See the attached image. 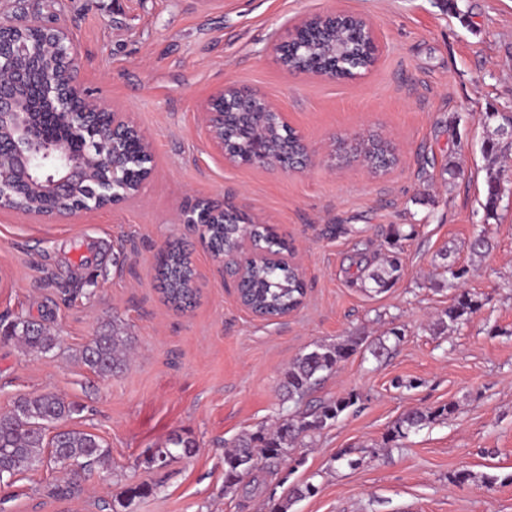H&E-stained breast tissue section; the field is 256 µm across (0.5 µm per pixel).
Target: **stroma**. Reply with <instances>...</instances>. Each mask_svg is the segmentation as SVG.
<instances>
[{
	"label": "stroma",
	"mask_w": 512,
	"mask_h": 512,
	"mask_svg": "<svg viewBox=\"0 0 512 512\" xmlns=\"http://www.w3.org/2000/svg\"><path fill=\"white\" fill-rule=\"evenodd\" d=\"M336 11L375 29L373 67L348 80L283 69L273 44ZM28 17L66 28L84 87L142 130L154 172L136 197L64 223L0 212V325L30 315L58 338L47 355L0 339V412L23 394L61 396L79 407L67 427L98 435L111 454L104 467L18 474L0 488V512H273L283 501L288 512H512V145L484 151L495 135L486 114H512V0H30ZM228 85L286 113L306 168H251L212 152L200 105ZM371 135L397 158L386 171L345 157ZM497 171L505 192L490 215L486 182ZM195 201L236 207L288 239L305 283L300 308L263 319L240 305L230 272L177 221ZM481 232L493 247L480 256L469 245ZM174 242L196 270L197 295L182 310L157 279ZM391 253L395 285L362 287L359 257L378 264ZM462 293L478 308L441 324ZM113 321L133 346L123 373L101 377L79 352ZM393 331L389 358L358 348L309 396L354 393L356 405L225 492L227 444L285 415L279 387L296 357ZM449 403L454 413L438 416ZM416 409L437 418L392 440ZM176 432L194 453L148 466L149 449ZM341 449L359 466L335 463ZM463 470L472 481H457ZM307 482L316 494L290 499ZM135 485L149 494L127 499Z\"/></svg>",
	"instance_id": "obj_1"
}]
</instances>
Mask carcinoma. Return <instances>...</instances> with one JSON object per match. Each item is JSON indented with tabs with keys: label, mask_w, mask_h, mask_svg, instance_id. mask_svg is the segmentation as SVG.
<instances>
[{
	"label": "carcinoma",
	"mask_w": 512,
	"mask_h": 512,
	"mask_svg": "<svg viewBox=\"0 0 512 512\" xmlns=\"http://www.w3.org/2000/svg\"><path fill=\"white\" fill-rule=\"evenodd\" d=\"M306 55H322L326 49L324 34L312 30L305 32ZM344 51L336 54V78L349 76L366 70L374 61L371 43L355 40L343 33ZM36 126L46 135L65 141L67 148L82 154L88 150L87 139L75 137L66 126L59 125L49 113L35 117ZM263 116L258 112L228 113L224 123V139L232 145L238 158L249 155L250 141L243 135L247 128L258 125ZM270 141L279 150H295L298 137L289 126L283 125L272 132ZM365 160L375 169H387L396 162L388 144L380 139H367L363 150ZM112 178V173L102 167L93 169L76 187L74 198L82 208L96 203L98 183ZM38 183L27 187L28 196L19 200L18 210L36 215L43 210L46 196ZM505 191L500 175H491L487 180L485 209L491 213ZM240 228L232 223L219 221L208 227V239L212 249L221 253L237 247ZM253 251L278 253L287 249V242L274 236L267 225L253 224L249 227ZM242 268L247 277V304L263 310L269 317H279L299 307L305 294L304 281L296 269L285 263L262 265L254 260L247 261ZM398 272L394 261L388 265L370 269L360 278L361 284L372 283L383 290L393 285ZM158 276L164 301L176 309L189 306L193 299L194 270L185 251L176 244L164 249L158 264ZM479 307V301L468 294H461L455 303L445 311L452 322L461 320ZM17 337L29 349L47 354L57 344L44 323L19 317L3 330V338ZM365 338L356 336L332 344H319L309 352L299 355L288 368L282 382L284 399L295 404V410L283 415L274 429L262 428L237 438L233 450L224 456V491L235 489L244 477L253 473L259 462L281 460L288 456L291 445L302 438H312L330 427L341 413L353 406L357 396L350 394L309 405H300L324 376L332 373L338 364L354 352ZM132 337L123 335L117 323L108 325L101 333L86 344L79 354L81 363L99 376L115 375L126 367L124 351L131 345ZM454 410L453 404L443 406L438 414L412 410L401 417L392 428L391 438H404L410 432L423 427L437 418ZM77 406L51 393H29L14 399L10 411L0 415V486L10 485L19 473L37 470L44 465L73 463L80 466L105 465L110 451L96 434L80 429H64L47 437V432L56 428L74 413ZM181 450L184 456L194 453L196 443L176 435L169 439V446L155 449L149 463L164 465L174 457L173 449Z\"/></svg>",
	"instance_id": "obj_1"
}]
</instances>
